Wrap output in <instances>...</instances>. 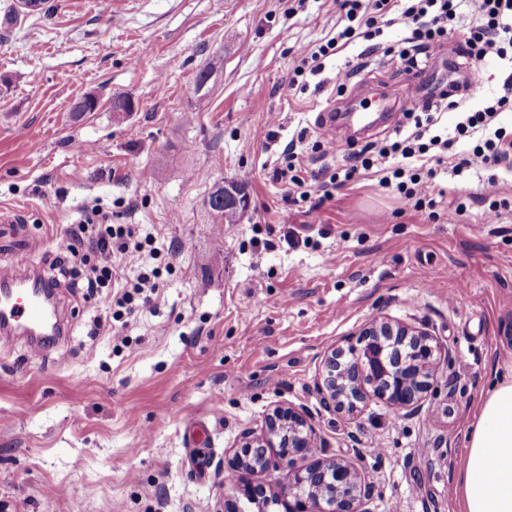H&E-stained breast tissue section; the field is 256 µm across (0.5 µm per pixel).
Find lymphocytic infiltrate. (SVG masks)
Returning <instances> with one entry per match:
<instances>
[{
    "label": "lymphocytic infiltrate",
    "mask_w": 512,
    "mask_h": 512,
    "mask_svg": "<svg viewBox=\"0 0 512 512\" xmlns=\"http://www.w3.org/2000/svg\"><path fill=\"white\" fill-rule=\"evenodd\" d=\"M338 8L344 21L335 36L309 51L302 67L317 73L322 58L333 55L340 45L361 36L367 39L380 34L382 28L400 26L406 37L398 56L410 66H418L420 56L434 42L449 40L450 27L459 9H467L472 25L469 35L458 46L460 55L477 64L489 57L505 58L512 51V0H339ZM512 110V75L502 90L479 109L464 108L453 133L448 136L430 134L433 115L413 116L405 133L379 147L367 145L358 150L342 152L332 142L314 143L320 156L343 155L344 166L333 171L322 167L307 169L294 149L285 152L283 166L273 168L271 177L283 183L285 201L295 204L331 199L339 188L357 174L372 168L383 170L384 185L394 186L405 208L432 209L436 201L431 196L437 168L448 156H455L454 173L488 168L512 159V150L505 142L512 135L500 126V117ZM99 210H91L76 224L70 225L69 236L78 245H88L95 256L77 285L87 296H98L111 287L115 263L136 267L138 275L130 291L117 297V306L131 308L137 296L154 290L159 269L154 264L157 251L151 237L136 238L130 224L99 223Z\"/></svg>",
    "instance_id": "lymphocytic-infiltrate-1"
}]
</instances>
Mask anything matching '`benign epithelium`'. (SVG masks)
<instances>
[{
  "mask_svg": "<svg viewBox=\"0 0 512 512\" xmlns=\"http://www.w3.org/2000/svg\"><path fill=\"white\" fill-rule=\"evenodd\" d=\"M439 346L427 331L389 319L368 323L348 347L336 345L324 355L318 392L322 403L349 414L372 401L417 410L431 385ZM319 433L301 409L278 405L257 434L245 437L228 460L240 471L288 469L278 488L239 481L233 491L249 495L261 508L274 502L283 512H370L374 489L344 460L320 456ZM311 459L301 469L293 462Z\"/></svg>",
  "mask_w": 512,
  "mask_h": 512,
  "instance_id": "7a95c632",
  "label": "benign epithelium"
}]
</instances>
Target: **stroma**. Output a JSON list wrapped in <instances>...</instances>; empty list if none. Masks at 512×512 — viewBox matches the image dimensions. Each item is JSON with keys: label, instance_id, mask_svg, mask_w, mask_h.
I'll return each instance as SVG.
<instances>
[{"label": "stroma", "instance_id": "stroma-1", "mask_svg": "<svg viewBox=\"0 0 512 512\" xmlns=\"http://www.w3.org/2000/svg\"><path fill=\"white\" fill-rule=\"evenodd\" d=\"M14 7L0 0V210H22L24 259L56 280L69 334L39 360L21 342L0 351V512H225L230 451L277 404L312 418L323 456L357 463L372 512H458L465 435L512 376V213L489 224L479 202L490 187L512 199V172L442 168L433 220L375 169L291 209L269 169L292 140L310 158L325 112L387 107L399 122L407 88L496 80L503 61L453 71L436 44L409 69L383 53L404 37L392 26L381 49L353 40L300 91L289 82L335 35L336 0H44L12 26ZM87 95L97 110L74 117ZM117 95L133 112H113ZM225 180L249 206L210 233L205 201ZM94 206L151 234L168 266L147 308L108 328L94 324L106 301L71 285L84 263L67 229ZM381 317L447 352L419 410L327 409L324 352Z\"/></svg>", "mask_w": 512, "mask_h": 512}]
</instances>
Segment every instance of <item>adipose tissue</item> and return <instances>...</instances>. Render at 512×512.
<instances>
[{
    "label": "adipose tissue",
    "instance_id": "1",
    "mask_svg": "<svg viewBox=\"0 0 512 512\" xmlns=\"http://www.w3.org/2000/svg\"><path fill=\"white\" fill-rule=\"evenodd\" d=\"M455 493L460 512H512V377L480 400Z\"/></svg>",
    "mask_w": 512,
    "mask_h": 512
}]
</instances>
